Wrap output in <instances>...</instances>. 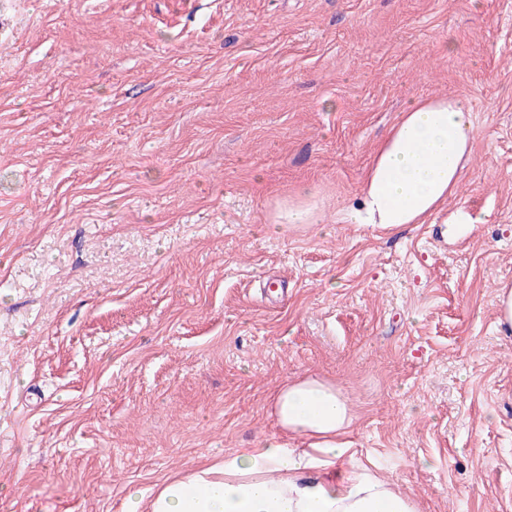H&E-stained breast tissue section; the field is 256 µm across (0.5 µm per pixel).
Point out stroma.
Instances as JSON below:
<instances>
[{"label":"stroma","instance_id":"stroma-1","mask_svg":"<svg viewBox=\"0 0 512 512\" xmlns=\"http://www.w3.org/2000/svg\"><path fill=\"white\" fill-rule=\"evenodd\" d=\"M14 2L0 512H123L276 435L271 394L309 374L422 512H512V0ZM439 96L474 118L456 193L424 224L337 223ZM303 187L320 223H280ZM498 323L505 327H512V285L500 283L497 287Z\"/></svg>","mask_w":512,"mask_h":512}]
</instances>
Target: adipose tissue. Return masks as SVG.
Listing matches in <instances>:
<instances>
[{"label":"adipose tissue","instance_id":"ef3b65f1","mask_svg":"<svg viewBox=\"0 0 512 512\" xmlns=\"http://www.w3.org/2000/svg\"><path fill=\"white\" fill-rule=\"evenodd\" d=\"M474 139L463 99L413 100L379 146L343 224H423L458 187ZM278 435L165 481L149 512H421L412 494L358 462L347 439V398L317 377L285 382L273 395ZM301 439L298 448L287 438Z\"/></svg>","mask_w":512,"mask_h":512}]
</instances>
